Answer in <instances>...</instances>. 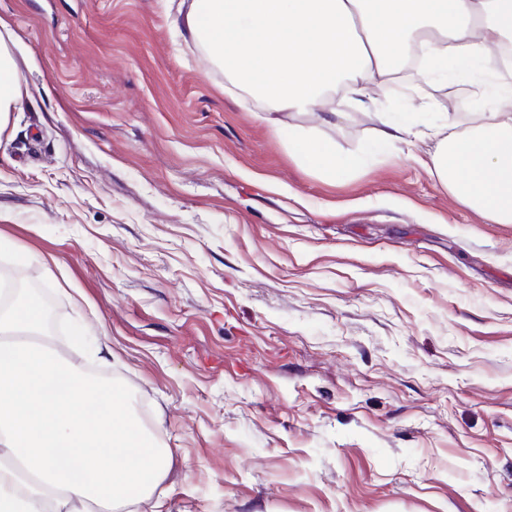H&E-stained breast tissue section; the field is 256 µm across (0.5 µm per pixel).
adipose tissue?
<instances>
[{
  "instance_id": "adipose-tissue-1",
  "label": "adipose tissue",
  "mask_w": 512,
  "mask_h": 512,
  "mask_svg": "<svg viewBox=\"0 0 512 512\" xmlns=\"http://www.w3.org/2000/svg\"><path fill=\"white\" fill-rule=\"evenodd\" d=\"M174 25L205 49L232 87L256 101L271 127L280 113H318L335 125L327 100L343 90L361 106L394 74L425 34L429 67L495 60L512 42V0H180ZM22 91L0 35V128ZM429 169L465 206L495 224L512 223V111L480 112L462 133L429 135ZM288 150L335 179L359 161L297 132ZM33 302L0 315V512H140L166 469L163 451L129 410L128 395L93 385L60 350L14 341L36 330Z\"/></svg>"
}]
</instances>
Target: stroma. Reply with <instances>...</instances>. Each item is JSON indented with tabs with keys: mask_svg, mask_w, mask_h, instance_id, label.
<instances>
[{
	"mask_svg": "<svg viewBox=\"0 0 512 512\" xmlns=\"http://www.w3.org/2000/svg\"><path fill=\"white\" fill-rule=\"evenodd\" d=\"M178 0H0L23 103L0 130V266L56 343L145 410L160 512H512V224L418 150L483 76L402 74L273 135L185 44ZM361 167L332 180L295 128Z\"/></svg>",
	"mask_w": 512,
	"mask_h": 512,
	"instance_id": "1",
	"label": "stroma"
}]
</instances>
